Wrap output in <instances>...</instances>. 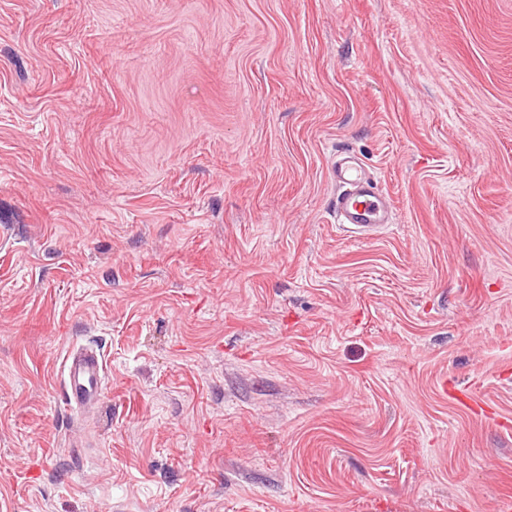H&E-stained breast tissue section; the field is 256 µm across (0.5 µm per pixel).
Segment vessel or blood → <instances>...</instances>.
Wrapping results in <instances>:
<instances>
[{
	"label": "vessel or blood",
	"mask_w": 512,
	"mask_h": 512,
	"mask_svg": "<svg viewBox=\"0 0 512 512\" xmlns=\"http://www.w3.org/2000/svg\"><path fill=\"white\" fill-rule=\"evenodd\" d=\"M331 176L336 183V222L344 231L362 234L391 222L388 199L376 180L364 177L353 152L341 153L333 162ZM62 387L70 406L79 410L96 407L106 374L104 353L93 346L69 348L61 363Z\"/></svg>",
	"instance_id": "1"
}]
</instances>
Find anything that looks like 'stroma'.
<instances>
[{
    "label": "stroma",
    "mask_w": 512,
    "mask_h": 512,
    "mask_svg": "<svg viewBox=\"0 0 512 512\" xmlns=\"http://www.w3.org/2000/svg\"><path fill=\"white\" fill-rule=\"evenodd\" d=\"M505 498L512 0H0V512ZM331 167L336 182V223L344 231L362 234L391 223L388 199L376 180L365 178L353 152H342ZM61 369L62 387L69 405L80 411L96 407L107 370L104 353L93 346H73L66 351Z\"/></svg>",
    "instance_id": "obj_1"
}]
</instances>
